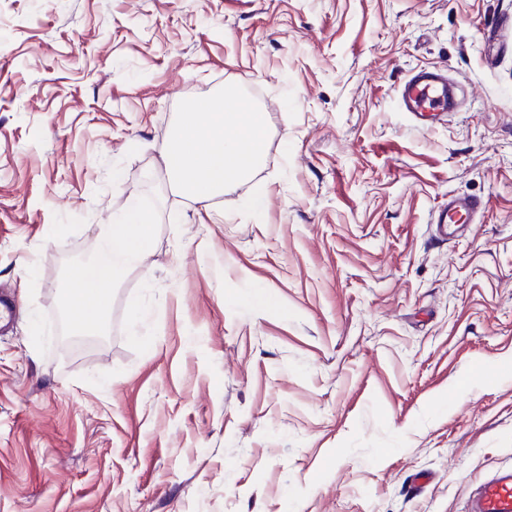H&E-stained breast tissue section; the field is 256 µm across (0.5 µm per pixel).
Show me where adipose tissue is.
<instances>
[{
  "label": "adipose tissue",
  "mask_w": 512,
  "mask_h": 512,
  "mask_svg": "<svg viewBox=\"0 0 512 512\" xmlns=\"http://www.w3.org/2000/svg\"><path fill=\"white\" fill-rule=\"evenodd\" d=\"M266 137L264 113L227 91L195 101L191 111L182 113L163 150L164 167L181 191L205 203L250 173L265 154ZM154 239V225L133 202L101 225L91 263L73 272L66 290L74 324L92 328L103 320L114 285L152 248Z\"/></svg>",
  "instance_id": "obj_1"
}]
</instances>
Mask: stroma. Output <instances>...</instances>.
I'll return each mask as SVG.
<instances>
[{
  "label": "stroma",
  "mask_w": 512,
  "mask_h": 512,
  "mask_svg": "<svg viewBox=\"0 0 512 512\" xmlns=\"http://www.w3.org/2000/svg\"><path fill=\"white\" fill-rule=\"evenodd\" d=\"M228 90L267 153L204 205L162 148ZM131 199L155 245L62 358ZM1 292L0 512H469L512 469V0H0ZM402 102L405 112L429 117L434 112H448V85L435 70H420L404 85ZM480 208V202L468 196H454L448 202V211L445 214L444 224L463 225L461 221L463 216L468 218L471 212H476ZM459 217V218H458Z\"/></svg>",
  "instance_id": "stroma-1"
}]
</instances>
